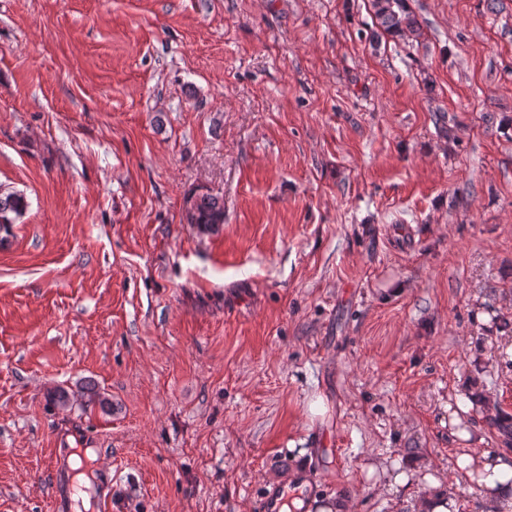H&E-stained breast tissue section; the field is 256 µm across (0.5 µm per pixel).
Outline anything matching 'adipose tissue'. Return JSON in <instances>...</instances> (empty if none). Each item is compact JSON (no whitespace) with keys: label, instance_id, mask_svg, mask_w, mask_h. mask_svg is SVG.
<instances>
[{"label":"adipose tissue","instance_id":"ef3b65f1","mask_svg":"<svg viewBox=\"0 0 512 512\" xmlns=\"http://www.w3.org/2000/svg\"><path fill=\"white\" fill-rule=\"evenodd\" d=\"M460 474L474 483L480 492L495 503L512 505V458L489 455L473 447L459 455Z\"/></svg>","mask_w":512,"mask_h":512}]
</instances>
